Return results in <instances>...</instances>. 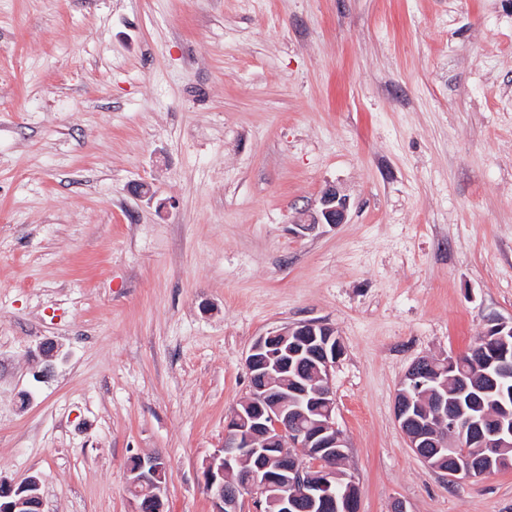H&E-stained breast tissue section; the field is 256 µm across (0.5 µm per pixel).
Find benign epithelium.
Masks as SVG:
<instances>
[{
    "label": "benign epithelium",
    "mask_w": 512,
    "mask_h": 512,
    "mask_svg": "<svg viewBox=\"0 0 512 512\" xmlns=\"http://www.w3.org/2000/svg\"><path fill=\"white\" fill-rule=\"evenodd\" d=\"M346 198L335 187L327 188L320 208L310 214L302 228L319 224H343L347 218ZM317 347L316 372L312 379H288L292 359L303 354V343ZM43 372L53 368L59 347L51 341L39 346ZM343 346L334 329L319 321L302 322L270 331L255 339L245 360L251 393L235 407L224 426V447L206 461L203 484L212 499L214 512H238L240 494L256 495L257 503L270 502L278 512H299L301 499L310 509L359 512V501L335 494L336 461L346 454L348 444L336 427L335 399L330 376ZM457 358L441 363L421 358L414 362L394 399V416L409 447L428 466L434 454L448 449V479H474L512 461L496 455L495 446L509 417L491 426L461 418L448 411L439 390L441 376L456 368ZM436 394L435 418L414 413L417 397ZM477 444L485 450L480 459L455 455L460 447ZM304 450L308 461L300 460L296 449ZM130 488H143L137 497V512H164L167 462L154 455L132 456L126 463ZM40 478L32 475L17 482L0 476V512L42 509Z\"/></svg>",
    "instance_id": "1"
}]
</instances>
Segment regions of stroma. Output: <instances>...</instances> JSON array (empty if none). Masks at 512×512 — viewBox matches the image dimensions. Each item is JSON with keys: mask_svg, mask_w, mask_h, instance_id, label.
<instances>
[{"mask_svg": "<svg viewBox=\"0 0 512 512\" xmlns=\"http://www.w3.org/2000/svg\"><path fill=\"white\" fill-rule=\"evenodd\" d=\"M330 185L346 222L302 229ZM309 320L360 512H512L393 413L512 322V0H0V475L133 512L159 455L167 512H213L249 348ZM130 489L143 487V494L136 498L137 512L146 509L152 512L165 511L164 493L166 488L167 462L158 455L131 456L126 463Z\"/></svg>", "mask_w": 512, "mask_h": 512, "instance_id": "obj_1", "label": "stroma"}]
</instances>
